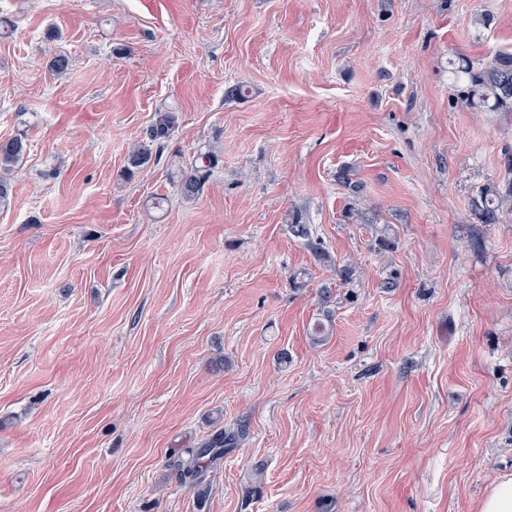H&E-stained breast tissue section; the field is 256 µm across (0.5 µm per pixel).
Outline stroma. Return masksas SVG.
<instances>
[{
  "instance_id": "stroma-1",
  "label": "stroma",
  "mask_w": 512,
  "mask_h": 512,
  "mask_svg": "<svg viewBox=\"0 0 512 512\" xmlns=\"http://www.w3.org/2000/svg\"><path fill=\"white\" fill-rule=\"evenodd\" d=\"M0 19V141L28 143L0 207V512H475L512 474V217L470 206L512 113L465 108L448 73L512 50V0ZM165 106L175 131L127 174ZM216 157L212 153L198 155L192 160L190 171L181 173L177 181V189L185 199L195 198L210 176ZM239 432L231 433L221 430L213 434L204 441L198 448H191L188 454L191 456L189 462L182 469L181 475L184 479H190L192 482L198 480L203 467L200 461L207 459L209 464H213L224 458V455L231 452L239 439Z\"/></svg>"
}]
</instances>
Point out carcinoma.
Segmentation results:
<instances>
[{"label": "carcinoma", "mask_w": 512, "mask_h": 512, "mask_svg": "<svg viewBox=\"0 0 512 512\" xmlns=\"http://www.w3.org/2000/svg\"><path fill=\"white\" fill-rule=\"evenodd\" d=\"M454 83L462 87L461 103L473 112L512 113V50H499L483 63L462 62L453 68ZM176 122L172 111L158 110L146 130V139L134 145L128 154L127 168L139 169L151 159L153 152H161L170 138ZM27 143L16 136L0 143V205L7 204L13 185L8 173L24 157ZM216 157L212 153L198 155L192 160L190 171L179 175L177 189L185 199L196 197L210 176ZM480 224H501L512 215V153H504L503 171L499 182L481 188L472 201ZM239 434L221 430L199 447L188 450L190 460L182 469V476L198 480L203 467L200 461L213 464L231 452Z\"/></svg>", "instance_id": "carcinoma-1"}]
</instances>
